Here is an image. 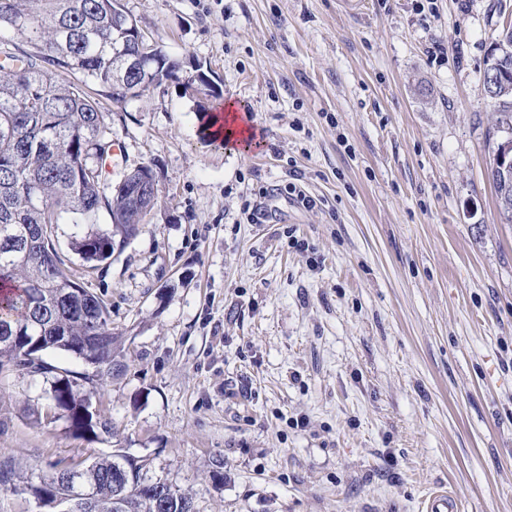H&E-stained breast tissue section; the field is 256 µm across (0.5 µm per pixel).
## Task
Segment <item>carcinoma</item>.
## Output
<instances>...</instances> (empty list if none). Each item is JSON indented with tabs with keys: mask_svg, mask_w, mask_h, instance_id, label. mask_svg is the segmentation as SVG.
Instances as JSON below:
<instances>
[{
	"mask_svg": "<svg viewBox=\"0 0 512 512\" xmlns=\"http://www.w3.org/2000/svg\"><path fill=\"white\" fill-rule=\"evenodd\" d=\"M501 66L511 91L493 103L498 133L512 130V53ZM182 68L123 0H0V369L49 373L43 354L55 350L112 376L120 339L108 304L75 280L56 228L107 215L111 231L71 242L84 261L100 265L148 223L157 204L152 167L106 185L102 160L114 138L105 102L140 100ZM51 395L73 432H111L78 379H56ZM147 466L148 459L121 453L81 469L92 499L75 512H195L192 496L165 482L147 493ZM70 473L58 470L30 489L47 502L64 499Z\"/></svg>",
	"mask_w": 512,
	"mask_h": 512,
	"instance_id": "obj_1",
	"label": "carcinoma"
}]
</instances>
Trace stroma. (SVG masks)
Here are the masks:
<instances>
[{
    "label": "stroma",
    "instance_id": "obj_1",
    "mask_svg": "<svg viewBox=\"0 0 512 512\" xmlns=\"http://www.w3.org/2000/svg\"><path fill=\"white\" fill-rule=\"evenodd\" d=\"M124 4L213 87L110 106L113 179L151 165L159 198L83 278L123 341L93 382L112 431L72 435L54 405V378L91 374L80 359L1 369L0 461L18 478L0 512H53L28 482L118 452L195 512H418L437 490L512 512V224L482 87L512 0ZM228 101L254 121L251 152L202 128ZM295 180L317 207L290 199ZM259 201L275 221L247 222Z\"/></svg>",
    "mask_w": 512,
    "mask_h": 512
}]
</instances>
